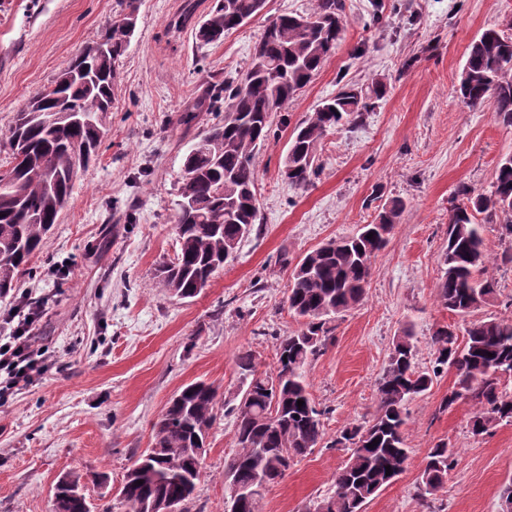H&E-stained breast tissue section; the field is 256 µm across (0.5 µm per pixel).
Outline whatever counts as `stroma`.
I'll return each mask as SVG.
<instances>
[{"instance_id": "obj_1", "label": "stroma", "mask_w": 512, "mask_h": 512, "mask_svg": "<svg viewBox=\"0 0 512 512\" xmlns=\"http://www.w3.org/2000/svg\"><path fill=\"white\" fill-rule=\"evenodd\" d=\"M181 3L141 0L98 157L80 172L47 248L32 257L33 274L0 300V336L10 335L5 317L17 304L44 300L34 347L49 361L36 384L0 399V512H52L54 487L72 471L94 512H124V474L150 447L167 401L196 380L218 386L217 421L185 510L224 512V462L237 451L230 410L248 384L238 352L274 370L276 335L301 326L287 301L294 266L354 234L389 199L405 208L372 263L366 295L336 318L332 339L306 368L326 439L371 419L376 382L404 328L413 330L424 370L438 327L512 319V267L500 261L506 244L492 224L484 236L496 298L467 319L437 297L451 200L464 186L488 191L499 160L512 154V127L456 92L471 41L488 28L512 35V0H344L335 53L260 153L258 223L235 259L185 300L162 292L154 273L178 248L185 155L216 117L201 100L210 82L246 73L268 16L307 12L313 0H267L264 14L206 46L191 32L167 33ZM118 11V0H0V130ZM375 81L387 84V96L356 127L327 133L312 184L289 186L282 170L293 127L343 84ZM455 381L454 371L443 372L409 401L408 464L365 512H500L512 481V423L473 435L469 402L441 407ZM440 442L453 447L454 465L425 502L417 481ZM347 459V451L314 448L267 488L263 512H312Z\"/></svg>"}]
</instances>
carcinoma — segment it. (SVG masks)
<instances>
[{
    "instance_id": "carcinoma-1",
    "label": "carcinoma",
    "mask_w": 512,
    "mask_h": 512,
    "mask_svg": "<svg viewBox=\"0 0 512 512\" xmlns=\"http://www.w3.org/2000/svg\"><path fill=\"white\" fill-rule=\"evenodd\" d=\"M266 0H215L203 16L196 0H184L167 31H191L208 45L224 40L259 15ZM343 0H314L310 13H282L269 21L255 49L251 68L240 80L213 83L208 97L228 101L224 119L212 124L198 141L197 153L185 157L190 175L189 196L177 203L174 217L179 251L158 269V285L180 299L195 297L216 270L234 257L241 241L258 221L257 163L261 147L276 135L272 116L283 112L335 53L345 30ZM135 33L113 20L94 41L103 51H81L59 73L55 96L36 93L29 105L55 112L67 104L56 125L43 126L20 112L8 130L12 155L5 174L17 187L15 196H0V298L7 297L29 270L30 258L48 244L51 229L71 195L78 171L95 157L100 131L112 112L120 82V64ZM386 85L346 84L296 125L289 138L288 172L296 189L309 186L319 172L318 147L327 132L352 126L372 107ZM471 108L488 107L496 120L512 126V36L487 29L469 45L458 86ZM404 209L400 199L382 205L375 222L355 235L331 240L306 254L296 265L288 290V308L304 319L303 326L276 338V371L257 373L255 357L238 356L250 382L235 416L238 452L224 464L225 498H239V512H262L266 489L282 479L291 462L323 440L322 412L313 402L307 365L321 352L333 332L330 323L365 297L372 258L384 249ZM485 223L475 222V214ZM498 224L500 238L512 244V156L496 167L492 190L462 188L448 209V243L441 256L437 295L449 311L466 316L497 294L489 273L484 243L485 224ZM372 238H367V235ZM431 368L415 366L417 346L405 331L392 344L377 382L378 406L372 420L346 428L330 442L349 451L336 471L331 492L314 512H364V506L389 485L386 468L403 472L410 457L403 427L409 400L423 394L434 379L452 370L456 384L468 392L476 411L469 419L474 435L501 422H512V394L502 380L512 379V320L489 316L464 328H438L431 337ZM217 389L205 381L186 385L154 424L152 447L125 473L119 495L143 512H163L164 503L181 505L192 499L202 478L198 439L213 426ZM303 406H297V401ZM374 447H369V444ZM454 448L440 443L429 449L419 476L421 496L444 488ZM143 484L138 485L136 481ZM55 512H91L81 475L69 473L55 492Z\"/></svg>"
}]
</instances>
